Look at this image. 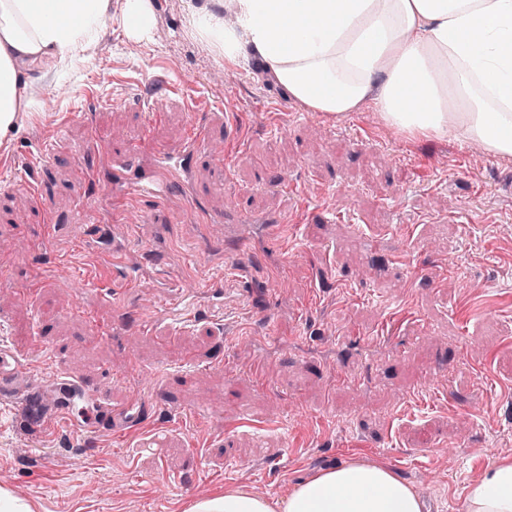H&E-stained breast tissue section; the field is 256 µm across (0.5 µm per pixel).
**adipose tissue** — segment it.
Segmentation results:
<instances>
[{
	"mask_svg": "<svg viewBox=\"0 0 512 512\" xmlns=\"http://www.w3.org/2000/svg\"><path fill=\"white\" fill-rule=\"evenodd\" d=\"M227 27L196 26L225 54H250L313 112L342 119L374 100L407 137L461 134L512 157V0H232ZM109 17V0H0V138L35 68L66 67ZM467 512H512V460L466 488ZM383 465L351 459L296 484L280 503L228 487L187 512H422Z\"/></svg>",
	"mask_w": 512,
	"mask_h": 512,
	"instance_id": "ef3b65f1",
	"label": "adipose tissue"
}]
</instances>
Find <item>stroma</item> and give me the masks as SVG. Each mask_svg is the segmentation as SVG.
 Here are the masks:
<instances>
[{"instance_id": "35a3bbf8", "label": "stroma", "mask_w": 512, "mask_h": 512, "mask_svg": "<svg viewBox=\"0 0 512 512\" xmlns=\"http://www.w3.org/2000/svg\"><path fill=\"white\" fill-rule=\"evenodd\" d=\"M223 2L147 0L153 26L137 32L129 0H110L80 61L34 72L32 107L0 140V342L47 406L35 425L0 409V488L38 512H186L228 485L283 500L356 456L426 512H467L465 488L512 458V158L404 137L371 102L343 119L307 111L199 33L194 9ZM219 69L236 82L212 83ZM212 108L240 140L225 142ZM194 123L224 146L198 157V196L226 223L254 219L240 246L181 221L177 186L138 200L147 227L112 205V149L146 161ZM31 185L32 211L17 203ZM95 206L110 235L84 226ZM115 252L132 258L121 277ZM60 266L73 276L51 287ZM187 280L181 329L145 331L154 290ZM253 288L275 295L259 309ZM50 375L145 411L93 427L58 409Z\"/></svg>"}]
</instances>
